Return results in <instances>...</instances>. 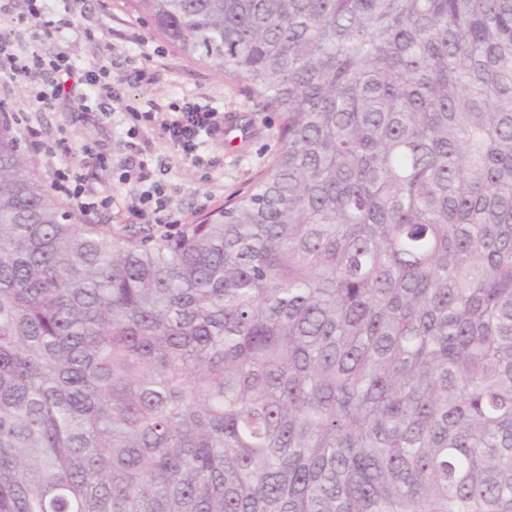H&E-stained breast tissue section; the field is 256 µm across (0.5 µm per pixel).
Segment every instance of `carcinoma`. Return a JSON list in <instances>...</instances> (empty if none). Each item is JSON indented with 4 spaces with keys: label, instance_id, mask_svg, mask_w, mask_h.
I'll list each match as a JSON object with an SVG mask.
<instances>
[{
    "label": "carcinoma",
    "instance_id": "obj_1",
    "mask_svg": "<svg viewBox=\"0 0 512 512\" xmlns=\"http://www.w3.org/2000/svg\"><path fill=\"white\" fill-rule=\"evenodd\" d=\"M280 114L176 237L0 124V512H512V0H126Z\"/></svg>",
    "mask_w": 512,
    "mask_h": 512
}]
</instances>
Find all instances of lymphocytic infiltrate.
Listing matches in <instances>:
<instances>
[{
    "label": "lymphocytic infiltrate",
    "instance_id": "1",
    "mask_svg": "<svg viewBox=\"0 0 512 512\" xmlns=\"http://www.w3.org/2000/svg\"><path fill=\"white\" fill-rule=\"evenodd\" d=\"M12 2L0 0V82L29 85V105L35 109L51 107L58 98L65 97L73 102L75 110L107 112L113 88L102 82L95 70H76L63 52L47 60L37 54L23 57L15 50L16 25L27 24L36 40H59L71 29V21L54 19L46 0H25L27 10L19 16L14 15ZM126 110L135 121L158 122L162 136L192 159L197 156L201 135H217L222 131L223 119L218 113L192 102L176 107L160 119L154 112L140 110L132 104L127 105ZM51 187L84 214L109 208L112 204L110 191L69 167L56 170Z\"/></svg>",
    "mask_w": 512,
    "mask_h": 512
}]
</instances>
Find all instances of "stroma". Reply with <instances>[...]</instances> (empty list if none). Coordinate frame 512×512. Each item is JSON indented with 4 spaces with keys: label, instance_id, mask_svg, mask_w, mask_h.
<instances>
[{
    "label": "stroma",
    "instance_id": "obj_1",
    "mask_svg": "<svg viewBox=\"0 0 512 512\" xmlns=\"http://www.w3.org/2000/svg\"><path fill=\"white\" fill-rule=\"evenodd\" d=\"M48 9L54 16H68L73 31L64 41L40 43L34 41L31 29L23 27L16 36L18 48L45 56L61 50L78 67H107L115 88L111 117L74 112L65 102L36 111L30 108L27 94L14 86H0V100L27 124L38 127L44 146L52 148L49 156L30 147L25 150L43 183L51 182L56 168L72 163L79 173L111 190V208L89 215L88 223L133 240L166 233V225L139 216L136 187L119 179L130 158L148 161L149 181L162 184L173 210L186 224L252 189L282 142L279 114L254 97L247 82L221 76L215 67L175 51L129 11L125 0H49ZM133 99L145 111L155 107L168 112L191 100L223 113V134L204 139L199 147L206 165L192 162L155 127L144 128L136 142H129L125 107ZM98 152L108 154V165L96 162ZM159 158L164 161L160 168L155 165Z\"/></svg>",
    "mask_w": 512,
    "mask_h": 512
}]
</instances>
